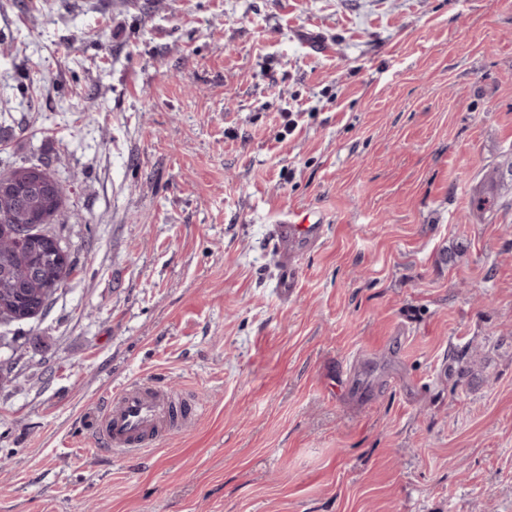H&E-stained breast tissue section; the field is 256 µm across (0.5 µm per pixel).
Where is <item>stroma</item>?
<instances>
[{
    "label": "stroma",
    "instance_id": "1",
    "mask_svg": "<svg viewBox=\"0 0 512 512\" xmlns=\"http://www.w3.org/2000/svg\"><path fill=\"white\" fill-rule=\"evenodd\" d=\"M39 161L76 268L0 321V512H512V0H0ZM135 379L205 412L98 450ZM323 233L324 220L316 212L290 211L287 217L272 224L270 235L280 256L277 288L282 295L295 288L301 256Z\"/></svg>",
    "mask_w": 512,
    "mask_h": 512
}]
</instances>
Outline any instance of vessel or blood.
I'll return each instance as SVG.
<instances>
[{
    "label": "vessel or blood",
    "instance_id": "vessel-or-blood-1",
    "mask_svg": "<svg viewBox=\"0 0 512 512\" xmlns=\"http://www.w3.org/2000/svg\"><path fill=\"white\" fill-rule=\"evenodd\" d=\"M323 233L321 216L307 212H291L273 224L270 234L280 256L277 286L281 294L294 288L301 256ZM203 412L198 403L176 402L173 392L157 382L135 380L107 395L91 419L104 449L133 456L153 449L161 432L172 425L191 428Z\"/></svg>",
    "mask_w": 512,
    "mask_h": 512
}]
</instances>
